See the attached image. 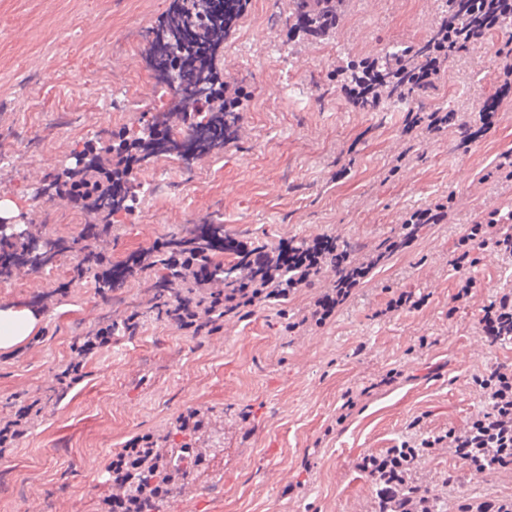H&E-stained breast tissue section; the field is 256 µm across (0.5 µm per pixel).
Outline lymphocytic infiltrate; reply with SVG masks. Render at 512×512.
<instances>
[{
  "mask_svg": "<svg viewBox=\"0 0 512 512\" xmlns=\"http://www.w3.org/2000/svg\"><path fill=\"white\" fill-rule=\"evenodd\" d=\"M489 246L512 255V233L495 234L488 225H472L460 239L461 252L455 260L456 268L474 265L473 251ZM224 247L235 254L237 266L248 271V278L231 292H213L205 311L199 310L193 299L179 300L178 329L194 336L212 334L219 329L224 317L239 315L242 308L254 305L261 297L287 298L291 291L302 286V273L318 271L327 262L336 273V281L330 291L317 298L310 312L312 321L320 327L330 320L337 306L346 302L353 288L370 271L368 264L355 263L349 249H338L335 238L328 235L298 244L283 239L272 249L230 239L225 240ZM478 323L489 344L511 341L512 293L482 306ZM474 382L486 407L467 427L448 429L444 434L423 439L417 446L406 442L388 449L385 454L362 457L359 467L375 484L408 485V495L391 499L390 512H428L430 492L414 484L412 466L420 453L429 449H450L476 473L512 467V364L493 365L486 373L475 377ZM157 445L153 435H141L130 439L112 455L105 467L107 492L101 500V512H158L159 503L171 492L170 483H148L146 495L136 500L114 488L118 479L133 476L144 459L157 457Z\"/></svg>",
  "mask_w": 512,
  "mask_h": 512,
  "instance_id": "f902f5d3",
  "label": "lymphocytic infiltrate"
}]
</instances>
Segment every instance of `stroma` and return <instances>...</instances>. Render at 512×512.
Segmentation results:
<instances>
[{"mask_svg":"<svg viewBox=\"0 0 512 512\" xmlns=\"http://www.w3.org/2000/svg\"><path fill=\"white\" fill-rule=\"evenodd\" d=\"M170 4L0 0V154L9 159L0 197L14 199L21 223L44 209L47 237L81 234L80 209L60 199L39 207L35 192L101 131H138L158 83L147 59L153 30ZM287 12L288 0H249V33L234 35L220 60L224 77L249 92L236 140L195 161L191 178L139 168L144 190L132 212L113 219L109 264L123 268L156 241L211 223L270 248L328 234L361 245L366 261L413 212L442 207L446 219L373 268L324 326L286 328L332 284L328 270L212 336L142 320L136 334L116 332L65 390L57 375L75 339L145 306L146 277L105 293L93 279H73L64 258L43 278L0 280V307L32 309L52 296L40 335L0 350V418L29 395L59 396L0 460V512H97L112 454L134 436L173 430L189 407L216 419L217 444L163 512H375L360 457L464 427L483 407L474 377L512 363V342L488 345L478 326L480 307L512 291V256L489 248L467 270L452 265L468 225L494 217L512 226V97L483 137L461 142L506 78L498 50L507 33L472 43L417 99L423 111L456 113V124L410 130L402 106L361 111L329 75L347 59L428 39L441 0H347L336 31L320 41L288 39ZM469 279L471 298L455 302ZM403 292L422 306L390 310ZM392 368L403 378L373 388ZM366 386L370 395L337 423L346 392ZM413 476L438 512L512 499V469L471 475L444 448L418 458Z\"/></svg>","mask_w":512,"mask_h":512,"instance_id":"35a3bbf8","label":"stroma"}]
</instances>
